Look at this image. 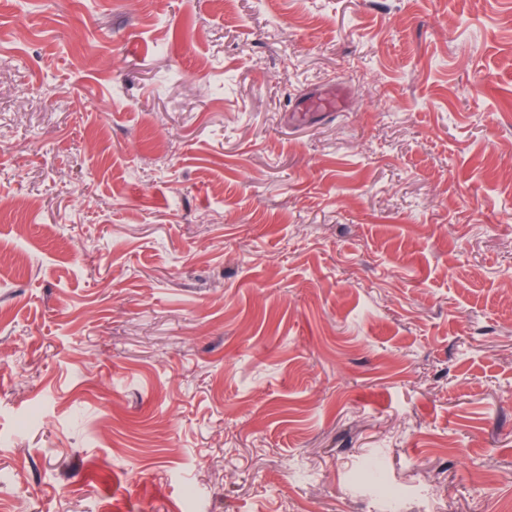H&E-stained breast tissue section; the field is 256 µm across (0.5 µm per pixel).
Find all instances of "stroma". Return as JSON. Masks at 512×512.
Returning a JSON list of instances; mask_svg holds the SVG:
<instances>
[{
    "label": "stroma",
    "mask_w": 512,
    "mask_h": 512,
    "mask_svg": "<svg viewBox=\"0 0 512 512\" xmlns=\"http://www.w3.org/2000/svg\"><path fill=\"white\" fill-rule=\"evenodd\" d=\"M0 255V512H495L512 0H0Z\"/></svg>",
    "instance_id": "obj_1"
}]
</instances>
